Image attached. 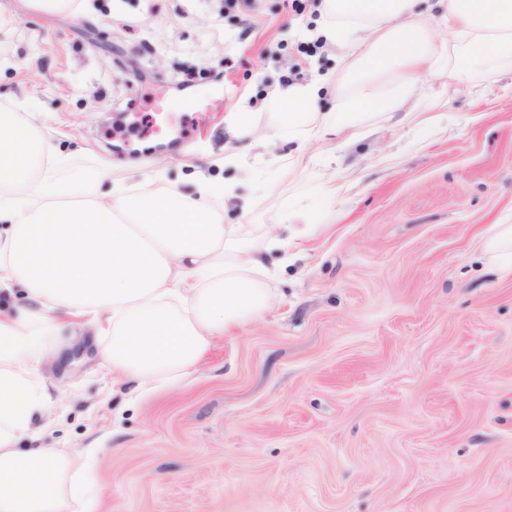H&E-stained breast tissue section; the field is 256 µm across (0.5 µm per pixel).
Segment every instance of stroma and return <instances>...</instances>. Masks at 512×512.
<instances>
[{"mask_svg":"<svg viewBox=\"0 0 512 512\" xmlns=\"http://www.w3.org/2000/svg\"><path fill=\"white\" fill-rule=\"evenodd\" d=\"M76 13L30 11L0 30V106L54 114L46 135L74 169L106 165L103 190L161 174L263 179L272 196L241 216L288 238L284 202L308 199L316 233L268 253L272 311L215 337L196 373L128 397L97 356L88 327L62 338L42 372L53 409L25 448L65 450L93 480L90 512H512V276L489 271L484 242L512 224V74L476 77L440 108L374 118L304 148L232 138L234 113L263 112L302 82L335 74L317 0H253L224 23V0H76ZM138 54L158 81L128 82L118 57ZM221 80H214V73ZM219 87L218 114L157 151L131 125V104L175 102ZM235 152L255 176L220 163ZM293 156L279 166L272 155ZM336 182L335 205L316 197Z\"/></svg>","mask_w":512,"mask_h":512,"instance_id":"obj_1","label":"stroma"}]
</instances>
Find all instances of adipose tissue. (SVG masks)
Segmentation results:
<instances>
[{"instance_id": "1", "label": "adipose tissue", "mask_w": 512, "mask_h": 512, "mask_svg": "<svg viewBox=\"0 0 512 512\" xmlns=\"http://www.w3.org/2000/svg\"><path fill=\"white\" fill-rule=\"evenodd\" d=\"M419 2L323 0L339 71L278 96L264 117L236 113L235 138L303 146L320 130L393 116L420 93L436 107L466 76L512 71V0H437L434 13ZM41 129L0 108V291L26 295L0 312V512H67L83 496L64 452L18 446L50 410L39 368L75 319L107 337L99 359L135 393L178 384L214 337L274 307L264 255L289 246L225 223L213 200L234 199L230 183L102 194L104 171L70 170Z\"/></svg>"}]
</instances>
